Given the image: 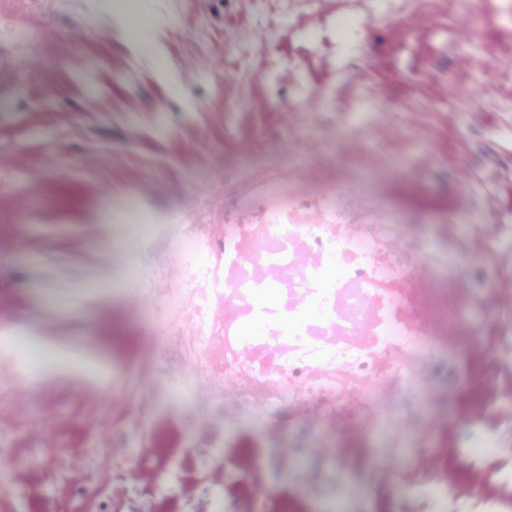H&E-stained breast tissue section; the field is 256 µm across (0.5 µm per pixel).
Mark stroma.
<instances>
[{
  "mask_svg": "<svg viewBox=\"0 0 512 512\" xmlns=\"http://www.w3.org/2000/svg\"><path fill=\"white\" fill-rule=\"evenodd\" d=\"M104 2L0 0L1 10H13L14 21L35 34L28 51L0 42V96L15 101L14 112L0 117V314L6 316L26 310L31 294H47L36 264L75 276L105 269L112 227L101 202L112 190L138 189L158 210L193 193L200 214L224 206L204 194L224 161V114L240 107L224 95V0H194L170 26L167 0H154L153 53L101 29ZM462 32L474 36L472 76L441 86L440 110L460 116L481 108L498 121L460 140L436 138L448 163L418 186L432 197L454 194L465 171L512 169V104L469 95L512 69V58L500 54L512 45V11L486 0L484 15L449 16V35ZM48 309L55 340L29 346L27 356L55 342L69 345L94 355L108 377L113 358L137 347L125 311L111 297L52 302Z\"/></svg>",
  "mask_w": 512,
  "mask_h": 512,
  "instance_id": "obj_1",
  "label": "stroma"
}]
</instances>
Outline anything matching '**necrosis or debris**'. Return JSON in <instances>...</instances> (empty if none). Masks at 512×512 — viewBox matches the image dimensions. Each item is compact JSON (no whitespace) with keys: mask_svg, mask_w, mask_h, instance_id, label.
I'll use <instances>...</instances> for the list:
<instances>
[{"mask_svg":"<svg viewBox=\"0 0 512 512\" xmlns=\"http://www.w3.org/2000/svg\"><path fill=\"white\" fill-rule=\"evenodd\" d=\"M224 30V79L244 109L224 115V141L249 148L225 169L213 224L188 209L133 213L136 190L104 198L112 217V278L143 350L115 369L112 401H90L79 419L44 401L32 415L27 393L57 385L37 367L15 368L0 338V512H512V379L484 384L476 358L512 361V224L498 177L470 179L453 199L471 217L465 245L410 231L417 198H390L316 167L332 144L371 159L381 130L418 123L377 103L369 71L335 61L353 57L382 68L424 63L460 78L473 57L462 39L424 44L423 20L458 13L461 0H231ZM287 22V35L277 25ZM136 214L140 225L126 224ZM446 365L460 391L485 388L465 406L453 438L400 448L401 419L431 371ZM207 405L191 427L193 444L142 442L174 393ZM112 419V469L83 483L84 448L31 445L51 426L98 430ZM273 442L256 448L251 427ZM321 434L371 439L369 454L398 463L403 498L357 496L332 485L345 462L323 453L314 472L287 465L280 444ZM455 453L464 479L448 476Z\"/></svg>","mask_w":512,"mask_h":512,"instance_id":"1","label":"necrosis or debris"}]
</instances>
